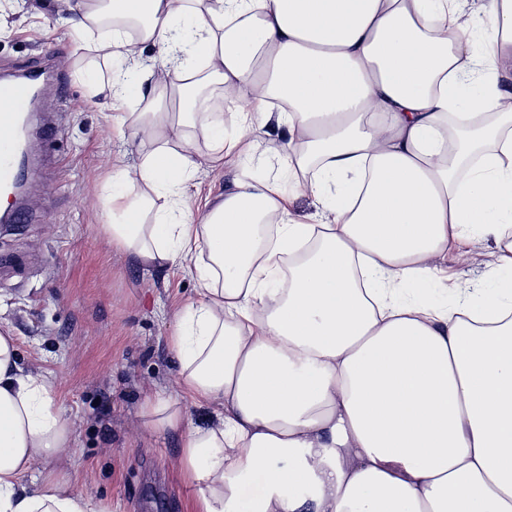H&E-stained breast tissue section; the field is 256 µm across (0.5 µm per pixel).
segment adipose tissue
<instances>
[{
  "instance_id": "adipose-tissue-1",
  "label": "adipose tissue",
  "mask_w": 512,
  "mask_h": 512,
  "mask_svg": "<svg viewBox=\"0 0 512 512\" xmlns=\"http://www.w3.org/2000/svg\"><path fill=\"white\" fill-rule=\"evenodd\" d=\"M62 2L80 38L144 15L97 48L159 62L94 85L143 152L113 177L103 231L138 269L198 285L168 336L182 395L145 400L179 438L194 512H512V0L470 20L465 0ZM200 59L244 104L236 137L194 90ZM272 125L267 153L318 224L268 177L192 209L203 165ZM487 241L481 287L430 304L438 260ZM70 444L52 384L0 333V512H97L33 469ZM290 192L295 194L293 216L306 224H318L317 213L320 205L316 199L309 192H296L293 186H291Z\"/></svg>"
}]
</instances>
